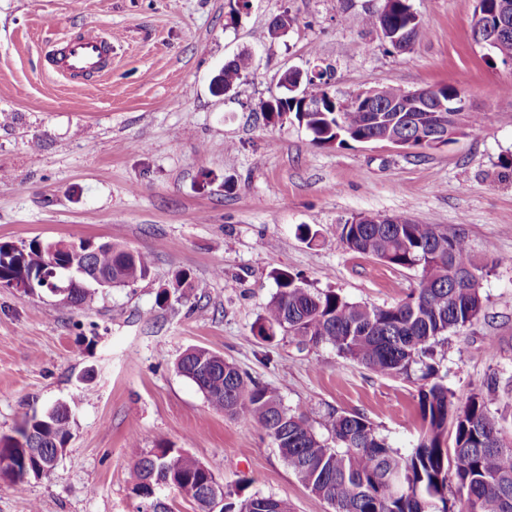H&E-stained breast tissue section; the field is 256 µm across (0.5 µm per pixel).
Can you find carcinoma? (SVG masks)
I'll list each match as a JSON object with an SVG mask.
<instances>
[{
  "mask_svg": "<svg viewBox=\"0 0 512 512\" xmlns=\"http://www.w3.org/2000/svg\"><path fill=\"white\" fill-rule=\"evenodd\" d=\"M475 0L473 15L495 21L503 2ZM384 12L370 13L372 29H404L412 20L408 0H383ZM494 60L512 65V33L493 50ZM252 67L248 53L224 64L222 82L228 93ZM332 68L321 67L308 97L321 104L319 112H303L294 102L297 93L283 92L266 104V120L276 123L292 112L319 146H345L361 137L389 134V123L372 122L373 113L351 103L331 110ZM385 102L408 103L407 91L397 85L380 88ZM406 135L430 134L428 113H402ZM341 238L350 250L391 266L419 271L417 288L386 307L351 302L334 290H318L288 272H277V291L253 326V335L271 342L281 331L300 344H330L338 355L384 378L419 387L421 428L417 444L401 454L389 446L362 414L332 410L318 434L307 409L286 408L278 394L250 378L224 356L206 348L187 350L177 362L216 411L259 426L292 470L313 494L327 501L332 512H453L451 499L462 502V512H512V442L504 440L490 413V395L475 393L458 404L439 380L438 348L448 334L458 333L483 311L480 266L457 236L434 224H417L403 215L363 216L342 224ZM15 247L0 243V279L22 273L33 277L36 289L54 293L38 280L47 254L37 240L23 246L20 259L10 256ZM58 265L76 284L63 295L67 302L89 308L97 288L76 276L81 267L90 274L112 276V286H124L149 276L152 257L117 244L58 252ZM453 429V448L446 435ZM72 438L71 407L59 403L41 413L24 414L17 435L0 438V477L20 486L29 475L48 474ZM210 466L161 445L140 457L130 471L132 492L153 512H167L154 497V488L174 487L190 497L199 512H210ZM224 512H290L288 502L253 495Z\"/></svg>",
  "mask_w": 512,
  "mask_h": 512,
  "instance_id": "obj_1",
  "label": "carcinoma"
}]
</instances>
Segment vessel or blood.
<instances>
[{"mask_svg":"<svg viewBox=\"0 0 512 512\" xmlns=\"http://www.w3.org/2000/svg\"><path fill=\"white\" fill-rule=\"evenodd\" d=\"M112 51L110 37L100 28L89 27L79 37L65 38L48 47L45 58L53 71L74 81L102 76Z\"/></svg>","mask_w":512,"mask_h":512,"instance_id":"1","label":"vessel or blood"}]
</instances>
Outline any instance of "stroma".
Masks as SVG:
<instances>
[{
    "instance_id": "1",
    "label": "stroma",
    "mask_w": 512,
    "mask_h": 512,
    "mask_svg": "<svg viewBox=\"0 0 512 512\" xmlns=\"http://www.w3.org/2000/svg\"><path fill=\"white\" fill-rule=\"evenodd\" d=\"M423 28L399 52L364 19L381 0H0V243L112 242L150 253L149 276L99 289L92 308L0 287V437L24 413L73 410V436L49 475L0 479V512H141L129 471L170 444L212 465L225 499L331 512L259 429L210 407L176 363L219 353L313 426L333 409L363 414L409 453L417 387L376 376L328 344L273 342L252 327L277 290L274 271L374 306L395 304L416 271L349 251L352 216L404 215L460 236L483 268L480 317L448 336L439 376L456 402L488 386L512 436V67L489 66L471 37L475 0H409ZM293 28L271 38L275 17ZM95 25L112 38L100 79L69 82L45 66L52 41ZM253 69L223 93L240 52ZM334 69L339 100L397 84L453 85L478 133L437 149L316 145L295 118L266 122L283 74ZM316 231L306 240L302 226ZM189 272L190 287L174 290ZM166 304H158L160 291Z\"/></svg>"
}]
</instances>
